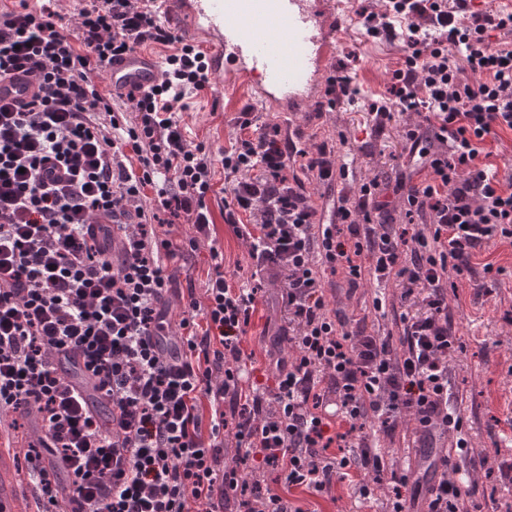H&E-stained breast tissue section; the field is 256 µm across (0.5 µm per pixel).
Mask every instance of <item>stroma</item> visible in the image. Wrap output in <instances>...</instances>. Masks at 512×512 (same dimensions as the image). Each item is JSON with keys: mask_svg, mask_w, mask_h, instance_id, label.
Instances as JSON below:
<instances>
[{"mask_svg": "<svg viewBox=\"0 0 512 512\" xmlns=\"http://www.w3.org/2000/svg\"><path fill=\"white\" fill-rule=\"evenodd\" d=\"M342 3L348 24L338 45L336 63L347 67L359 95L354 103L325 113L318 126L322 134L343 135V143L336 146V156L339 162L347 163L348 181L355 187L381 172L396 175L407 161L402 141L404 118H397L377 132L372 128L369 107L386 95L393 73L402 66L409 49L403 40L381 41L366 33L358 11L364 5L380 10L381 0ZM223 94L216 85L187 97L181 114L188 142L204 144L214 155L229 147L239 134L235 113L225 111L219 102ZM215 232L224 250V275H249L248 244L224 222H217ZM325 281L329 309L349 316L359 314L376 293L390 298L397 291L394 283L381 287L376 281L367 280L351 295L341 277L329 275ZM456 288V298L449 301L450 314L466 350L450 364L448 393L464 418L468 446L457 453L455 462L460 477L468 479L470 488L480 497L487 494L489 482L483 470L474 466L477 457L486 456L494 466L512 461V265L493 294L479 293L466 278L457 280ZM276 294V284H268L266 298L253 314L244 342L258 369L254 386L261 391L273 383L272 371L265 368L269 355L288 357L293 353L288 343L273 341L264 333L268 319L281 316L271 307Z\"/></svg>", "mask_w": 512, "mask_h": 512, "instance_id": "35a3bbf8", "label": "stroma"}]
</instances>
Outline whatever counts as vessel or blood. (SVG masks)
Listing matches in <instances>:
<instances>
[{
    "label": "vessel or blood",
    "instance_id": "1",
    "mask_svg": "<svg viewBox=\"0 0 512 512\" xmlns=\"http://www.w3.org/2000/svg\"><path fill=\"white\" fill-rule=\"evenodd\" d=\"M167 17L185 39L199 36L209 45V72L231 91L232 107L246 101L274 113L297 138L289 118L315 108L336 59L343 19L332 0H169ZM104 75L113 97L123 99L160 83L163 60L128 52ZM37 91V82L20 73L0 80V98L19 105Z\"/></svg>",
    "mask_w": 512,
    "mask_h": 512
}]
</instances>
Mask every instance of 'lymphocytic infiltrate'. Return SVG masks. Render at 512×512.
<instances>
[{
	"label": "lymphocytic infiltrate",
	"mask_w": 512,
	"mask_h": 512,
	"mask_svg": "<svg viewBox=\"0 0 512 512\" xmlns=\"http://www.w3.org/2000/svg\"><path fill=\"white\" fill-rule=\"evenodd\" d=\"M55 2L0 10V76L22 72L42 90L21 109L0 100V412L43 422L44 438L24 450L41 512H304L250 480V462L281 472L288 491L344 482L365 505L385 488L388 512H412L408 475L379 441L355 438L368 421L391 435L405 416L419 446L438 450L424 512H496L447 473L467 445L448 402V362L464 348L448 290L489 241L512 243V177L478 162L488 135L512 130V49L489 43L512 34V13L467 0L360 10L371 37L411 50L370 114L379 127L421 116L405 149L424 178L339 191L326 224L307 186L347 175L332 140L299 149L281 125L239 112L213 212L216 161L187 144L180 119L186 93L210 86L205 53L160 21L156 0H91L72 29ZM147 43L171 49L162 82L125 107L101 95L106 61ZM397 207L407 223H395ZM219 216L248 242L255 272L235 287L216 273L204 301L172 317L168 264L211 239ZM169 217L193 235L159 234ZM326 269L353 289L396 281L395 331L349 333L326 306ZM265 279L284 283L288 327L277 335L296 354L270 357L274 385L261 394L240 344Z\"/></svg>",
	"instance_id": "lymphocytic-infiltrate-1"
}]
</instances>
